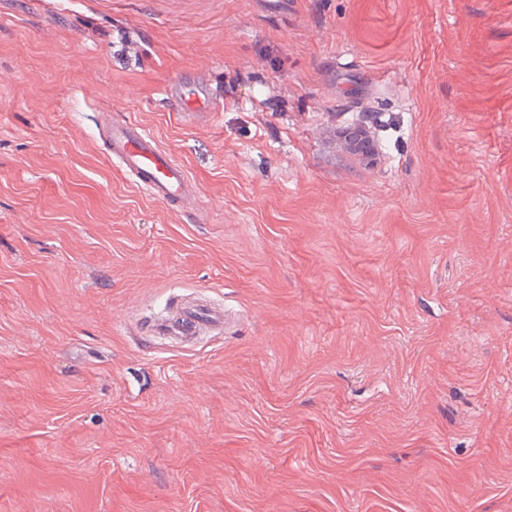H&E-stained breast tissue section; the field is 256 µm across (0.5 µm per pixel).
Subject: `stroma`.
Returning a JSON list of instances; mask_svg holds the SVG:
<instances>
[{"mask_svg": "<svg viewBox=\"0 0 512 512\" xmlns=\"http://www.w3.org/2000/svg\"><path fill=\"white\" fill-rule=\"evenodd\" d=\"M0 512H512V0H0ZM166 99L175 112H216L218 108L210 87L196 77L179 80ZM103 134L112 162L149 199L163 205L190 208L196 187L182 164L161 148L139 122L112 118L103 122ZM342 137L347 140L353 151L365 159L373 157L377 151L375 143L362 134L354 126L349 125L342 129ZM154 325L157 336L181 343L195 336H220L224 333V306L202 302L180 303L169 308Z\"/></svg>", "mask_w": 512, "mask_h": 512, "instance_id": "stroma-1", "label": "stroma"}]
</instances>
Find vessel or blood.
Returning <instances> with one entry per match:
<instances>
[{"label": "vessel or blood", "instance_id": "1", "mask_svg": "<svg viewBox=\"0 0 512 512\" xmlns=\"http://www.w3.org/2000/svg\"><path fill=\"white\" fill-rule=\"evenodd\" d=\"M173 111L213 112L218 105L210 87L196 78L179 80L167 93ZM103 134L113 163L152 201L183 208L192 205L196 187L182 164L161 148L139 122L105 120ZM157 335L181 343L224 332V308L218 304L180 303L154 326Z\"/></svg>", "mask_w": 512, "mask_h": 512}]
</instances>
